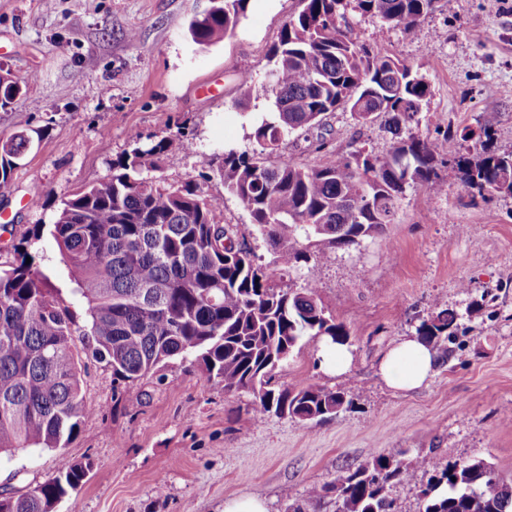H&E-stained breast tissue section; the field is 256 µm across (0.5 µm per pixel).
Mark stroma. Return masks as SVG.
Segmentation results:
<instances>
[{
  "label": "stroma",
  "mask_w": 512,
  "mask_h": 512,
  "mask_svg": "<svg viewBox=\"0 0 512 512\" xmlns=\"http://www.w3.org/2000/svg\"><path fill=\"white\" fill-rule=\"evenodd\" d=\"M210 0H0V74L28 80L23 96L0 110V138L38 131L7 186L0 187V261L30 253L77 322L85 307L65 279L50 230L62 202L111 175L112 162L142 140L172 139L161 166L168 181L197 178L198 150L220 155L250 143L241 128L238 72L254 76L250 111H264L259 87L268 54L303 0H248L235 34L201 47L187 34ZM356 23L367 43L407 61L428 81L414 131L447 156L467 152L463 129L495 118L493 145L512 151V0H454L414 37L369 16ZM135 39H128V31ZM68 43L60 51L59 43ZM384 119L359 125L329 113L321 130L291 136L274 159L318 165L325 154L358 149L385 155ZM446 190L407 188L393 224L360 246L283 274L284 285L315 284L327 314L350 329L349 374L321 365L317 336L304 337L278 370L284 385L353 390L355 407L321 423L254 418L249 392H225L200 370L175 361L122 395L112 369L75 334L82 389L91 409L66 448H30L0 458V494L18 495L75 462H92L57 512H224L226 500L257 495L286 512L313 484L333 482L375 456L404 462L481 458L512 476V195L472 206L451 167ZM204 191L224 198L223 221L238 225L261 264L274 254L250 215L218 178ZM483 299L480 317L467 305ZM440 308L455 310L458 337L447 362L412 391L389 387L380 356Z\"/></svg>",
  "instance_id": "35a3bbf8"
}]
</instances>
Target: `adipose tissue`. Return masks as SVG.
I'll use <instances>...</instances> for the list:
<instances>
[{
    "label": "adipose tissue",
    "instance_id": "obj_1",
    "mask_svg": "<svg viewBox=\"0 0 512 512\" xmlns=\"http://www.w3.org/2000/svg\"><path fill=\"white\" fill-rule=\"evenodd\" d=\"M435 354L419 337L405 336L396 342L378 364L380 377L397 390L422 386L433 374Z\"/></svg>",
    "mask_w": 512,
    "mask_h": 512
}]
</instances>
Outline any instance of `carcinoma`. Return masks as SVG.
Here are the masks:
<instances>
[{
  "label": "carcinoma",
  "mask_w": 512,
  "mask_h": 512,
  "mask_svg": "<svg viewBox=\"0 0 512 512\" xmlns=\"http://www.w3.org/2000/svg\"><path fill=\"white\" fill-rule=\"evenodd\" d=\"M270 51L262 85L264 112H243L242 128L252 147L200 152V176L212 172L224 191L249 212L257 233L273 247L275 263L289 272L310 260L360 245L393 223L408 187L444 192L439 166L448 162L476 205L494 194L512 195V151L491 146L494 118L479 134L482 155L445 161L440 146L408 132L430 95L418 70L367 44L352 14L371 16L411 37L421 21L450 8L448 0H304ZM247 0H212L188 26L192 42L210 46L231 36ZM26 80L0 76V109L13 106ZM347 109L361 125L386 118L390 153L358 151L328 155L313 168L269 163L283 141L320 127L324 117ZM112 164V175L62 203L51 234L73 292L86 306L95 352L112 366L115 388L128 390L172 360L198 366L224 391H248L256 418L275 414L323 422L353 409L348 387L271 386L273 372L303 337L329 336L349 343L350 331L326 315L312 286L279 284L257 264L255 253L221 224L224 197L208 195L187 179L170 183L157 174L172 146L167 138L141 144ZM28 139L19 132L0 140V187L22 160ZM28 254L0 268V455L28 448L66 447L90 412L72 349L75 321ZM458 314L434 312L417 335L443 359L456 340ZM92 463L79 462L18 496H1L0 512H55L77 489ZM429 472L419 512H512V478L483 459L441 464L430 457L404 463L379 455L371 463L313 485L308 501L334 503V512H394L393 483H413Z\"/></svg>",
  "instance_id": "cac0c4a2"
}]
</instances>
